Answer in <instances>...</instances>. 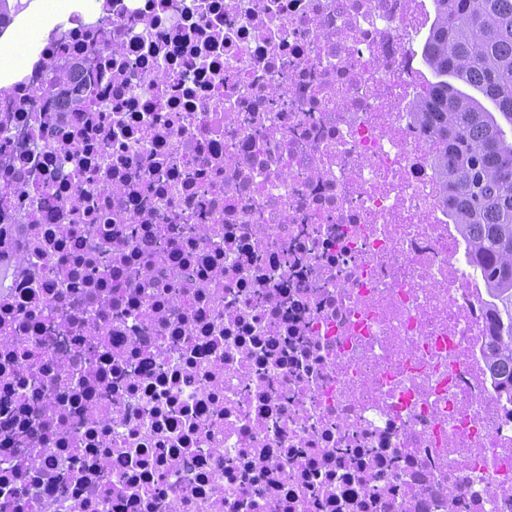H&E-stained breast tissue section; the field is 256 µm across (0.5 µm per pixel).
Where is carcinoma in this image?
I'll return each mask as SVG.
<instances>
[{"label":"carcinoma","instance_id":"obj_1","mask_svg":"<svg viewBox=\"0 0 512 512\" xmlns=\"http://www.w3.org/2000/svg\"><path fill=\"white\" fill-rule=\"evenodd\" d=\"M433 2L436 23L421 56L439 81L417 116L435 146L448 216L492 298L489 368L512 401V143L491 112L446 81L478 90L512 124V0Z\"/></svg>","mask_w":512,"mask_h":512}]
</instances>
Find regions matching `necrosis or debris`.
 <instances>
[{
    "mask_svg": "<svg viewBox=\"0 0 512 512\" xmlns=\"http://www.w3.org/2000/svg\"><path fill=\"white\" fill-rule=\"evenodd\" d=\"M430 27L95 0L38 38L0 84V512H512V402L411 117Z\"/></svg>",
    "mask_w": 512,
    "mask_h": 512,
    "instance_id": "necrosis-or-debris-1",
    "label": "necrosis or debris"
}]
</instances>
